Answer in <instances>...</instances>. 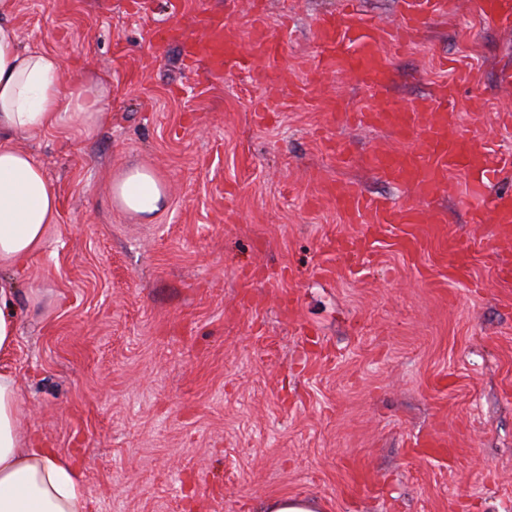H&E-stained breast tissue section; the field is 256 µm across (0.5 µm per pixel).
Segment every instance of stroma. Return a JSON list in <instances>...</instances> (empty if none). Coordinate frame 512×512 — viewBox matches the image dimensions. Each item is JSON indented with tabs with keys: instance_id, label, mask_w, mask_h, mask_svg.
Masks as SVG:
<instances>
[{
	"instance_id": "35a3bbf8",
	"label": "stroma",
	"mask_w": 512,
	"mask_h": 512,
	"mask_svg": "<svg viewBox=\"0 0 512 512\" xmlns=\"http://www.w3.org/2000/svg\"><path fill=\"white\" fill-rule=\"evenodd\" d=\"M338 2L17 0L23 47L60 53L64 80L110 87L93 131L12 138L60 208L39 253L0 272L26 312L0 358L23 427L72 458L91 512H255L280 497L318 512H512V245L472 250L490 227L445 193L426 207L466 248L467 284L382 235L353 263L329 246L367 230L324 183L411 195L361 162L401 142L339 118L368 91L312 74L317 22ZM457 2L394 57L384 102L455 84L459 134L512 153L497 118L512 107V28ZM203 9L244 42L264 22L279 55L221 73L188 63L165 28L196 34ZM136 166L167 194L148 218L111 197ZM435 434L449 452L421 448Z\"/></svg>"
}]
</instances>
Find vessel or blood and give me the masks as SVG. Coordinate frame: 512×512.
<instances>
[{"label":"vessel or blood","mask_w":512,"mask_h":512,"mask_svg":"<svg viewBox=\"0 0 512 512\" xmlns=\"http://www.w3.org/2000/svg\"><path fill=\"white\" fill-rule=\"evenodd\" d=\"M455 8V0H402L400 23L382 30L359 12L357 0H341L336 13L318 24L319 52L314 71L355 74L371 95H379L389 77V49L403 46L410 33ZM477 11L489 22L512 25V0H479ZM197 26L200 33L192 37L177 26L168 30L170 38L181 41L186 60L205 62L217 72L242 66L240 44L224 16L201 12ZM279 48L273 33L261 26L254 30L252 55L271 58ZM454 97V86L445 84L432 97L415 100L404 109L380 104L356 115L359 123L391 130L405 142L401 151L372 150L365 164L386 182L410 188L413 199L386 205L348 184L332 183L325 191L339 211L390 236L393 246L406 254H415L425 242H433L439 262L456 276L462 270L458 250L440 229L447 218L444 213L424 208V200L447 188L450 172L465 171V204L474 223L492 220L493 238L507 244L512 242V195L487 199L489 184L507 161L484 138L457 134Z\"/></svg>","instance_id":"obj_1"}]
</instances>
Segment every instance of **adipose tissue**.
I'll list each match as a JSON object with an SVG mask.
<instances>
[{
  "label": "adipose tissue",
  "instance_id": "obj_1",
  "mask_svg": "<svg viewBox=\"0 0 512 512\" xmlns=\"http://www.w3.org/2000/svg\"><path fill=\"white\" fill-rule=\"evenodd\" d=\"M17 0H0V269L20 266L43 247L59 215V199L42 167L11 146L18 134L74 125L89 131L108 120V86L89 74L66 82L58 53L21 48L7 24ZM121 208L150 216L166 203L164 187L144 168L111 186ZM15 374L0 367V512H87L84 477L54 449L34 444L22 425Z\"/></svg>",
  "mask_w": 512,
  "mask_h": 512
}]
</instances>
